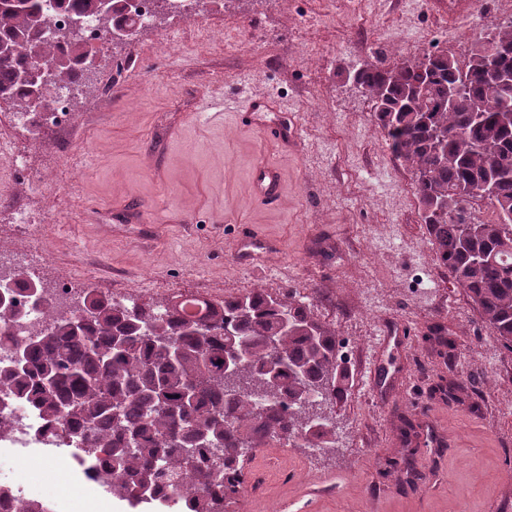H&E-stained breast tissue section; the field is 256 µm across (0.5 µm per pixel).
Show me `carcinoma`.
<instances>
[{
    "mask_svg": "<svg viewBox=\"0 0 512 512\" xmlns=\"http://www.w3.org/2000/svg\"><path fill=\"white\" fill-rule=\"evenodd\" d=\"M60 10L95 22L107 36L124 6L112 0V14L103 16L97 0H0V42L13 48L0 56V97L24 118L25 70L50 69L49 96L85 74L90 45L82 37L44 34ZM490 63L512 68L511 19L487 29L464 56L430 52L390 67L382 59L361 64L357 89L371 100L381 137L415 182L423 223L453 284L512 350V124L501 112L503 103L512 104V88L489 85ZM454 84L462 95L450 110ZM476 107L482 112L474 121ZM491 173L497 193L468 203L465 190ZM31 280L26 270H14L12 304L0 303V346L10 343L22 355L20 365L0 368V395L103 450L112 495L131 507L158 502L178 512H226L241 491L250 450L296 439L310 448L335 447L333 425L315 430L312 416L343 397L350 374L336 363V330L314 304L257 288L203 301L190 313L178 296L165 305L125 306L88 291L82 306L93 307L90 320L56 319L48 302L40 308L45 327L35 332L38 343L27 346L5 327L16 321V306L29 307ZM271 338L276 352L268 349ZM242 339L251 360L241 379L260 385L267 364L278 362V408L228 387L222 360Z\"/></svg>",
    "mask_w": 512,
    "mask_h": 512,
    "instance_id": "cac0c4a2",
    "label": "carcinoma"
}]
</instances>
